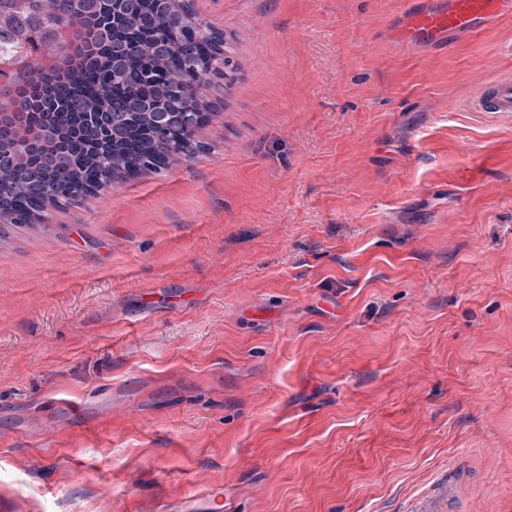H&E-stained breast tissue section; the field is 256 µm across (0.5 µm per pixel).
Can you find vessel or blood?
<instances>
[{"instance_id": "b4317fda", "label": "vessel or blood", "mask_w": 512, "mask_h": 512, "mask_svg": "<svg viewBox=\"0 0 512 512\" xmlns=\"http://www.w3.org/2000/svg\"><path fill=\"white\" fill-rule=\"evenodd\" d=\"M509 16L512 0H429L423 9L406 16L400 37L417 47L441 46L475 37ZM470 107L512 115V75L479 81ZM462 493L461 483L448 476L411 498L405 512H452Z\"/></svg>"}]
</instances>
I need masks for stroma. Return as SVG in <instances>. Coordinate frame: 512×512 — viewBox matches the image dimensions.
I'll use <instances>...</instances> for the list:
<instances>
[{
  "mask_svg": "<svg viewBox=\"0 0 512 512\" xmlns=\"http://www.w3.org/2000/svg\"><path fill=\"white\" fill-rule=\"evenodd\" d=\"M194 0L240 77L209 150L0 241V512H512V18ZM512 15L510 0H438L405 17L401 39L417 47H435L483 33ZM470 108L474 112L512 115V75L508 73L479 81ZM463 493L461 483L454 477V470L448 477L435 481L427 491L411 498L404 512H451Z\"/></svg>",
  "mask_w": 512,
  "mask_h": 512,
  "instance_id": "stroma-1",
  "label": "stroma"
}]
</instances>
